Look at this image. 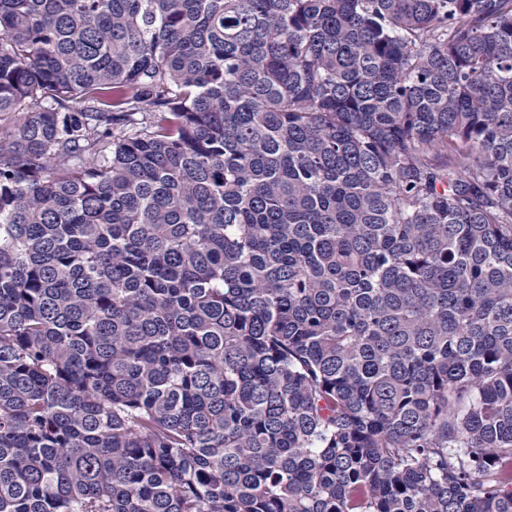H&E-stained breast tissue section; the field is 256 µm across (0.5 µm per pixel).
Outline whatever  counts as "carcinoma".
<instances>
[{
	"label": "carcinoma",
	"mask_w": 512,
	"mask_h": 512,
	"mask_svg": "<svg viewBox=\"0 0 512 512\" xmlns=\"http://www.w3.org/2000/svg\"><path fill=\"white\" fill-rule=\"evenodd\" d=\"M0 512H512V0H0Z\"/></svg>",
	"instance_id": "cac0c4a2"
}]
</instances>
